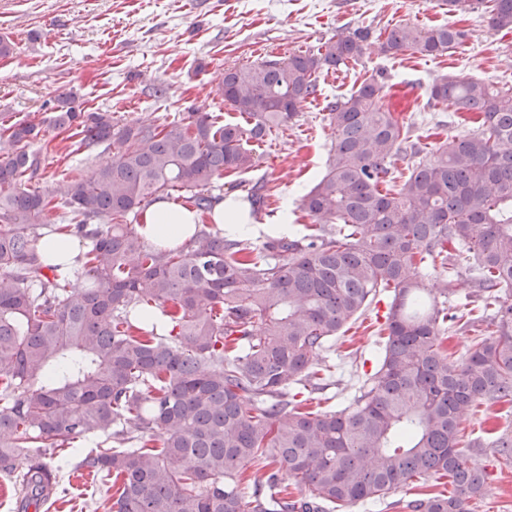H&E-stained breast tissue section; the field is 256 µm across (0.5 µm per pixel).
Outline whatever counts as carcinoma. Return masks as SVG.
I'll return each mask as SVG.
<instances>
[{
    "label": "carcinoma",
    "mask_w": 512,
    "mask_h": 512,
    "mask_svg": "<svg viewBox=\"0 0 512 512\" xmlns=\"http://www.w3.org/2000/svg\"><path fill=\"white\" fill-rule=\"evenodd\" d=\"M443 4L512 30V0ZM368 38L355 30L315 53L225 69L220 93L241 123L187 112L122 124L84 111L73 92L38 121L0 113V471L18 472L19 512H41L61 451L88 442L80 467L112 490L108 512H341L428 479L452 490L408 501L409 512H469L484 496L460 441L479 405L512 404L511 88L437 78L428 106L480 121L422 158L410 126L383 107V84L365 79L330 106L327 170L303 200L318 222L307 234L253 248L204 224L183 249L149 245L133 225L169 193L211 210L214 180L257 167L252 143L295 117L320 72L358 61ZM466 38L400 24L380 51L436 58ZM45 124L112 159L27 188ZM52 210L64 224H48ZM62 231L88 241L68 272L39 248ZM439 267L448 278L423 296V271ZM460 268L492 313L457 316L476 340L455 358L444 342ZM70 273L86 286L70 287ZM388 293L376 370L345 407L306 409L295 386L323 388L336 365L316 357ZM255 463L266 472L246 506L244 467ZM290 480L307 493L288 495Z\"/></svg>",
    "instance_id": "1"
}]
</instances>
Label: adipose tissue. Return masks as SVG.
I'll return each instance as SVG.
<instances>
[{"label":"adipose tissue","instance_id":"1","mask_svg":"<svg viewBox=\"0 0 512 512\" xmlns=\"http://www.w3.org/2000/svg\"><path fill=\"white\" fill-rule=\"evenodd\" d=\"M200 221L192 206L160 201L143 212L140 231L148 241L163 240L175 246L187 242Z\"/></svg>","mask_w":512,"mask_h":512}]
</instances>
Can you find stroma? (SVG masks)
<instances>
[{
    "label": "stroma",
    "mask_w": 512,
    "mask_h": 512,
    "mask_svg": "<svg viewBox=\"0 0 512 512\" xmlns=\"http://www.w3.org/2000/svg\"><path fill=\"white\" fill-rule=\"evenodd\" d=\"M429 28L451 25L469 33L466 45L432 59L410 52L382 55L375 39L397 24ZM369 29L374 39L358 63L319 75L318 92L299 104L288 126L268 136L258 167L230 172L220 183L239 181L262 187L267 199L252 245L273 227L272 213L288 210L290 223L305 232L311 218L304 195L326 170L332 131L328 108L360 82L376 77L384 85L382 103L403 113L421 144L467 132L476 116L451 108L430 109L428 91L441 74L512 88V31L493 28L486 14H449L442 0H0V35L14 51L0 57V113L17 119L42 115L58 95L74 91L86 108H107L128 122H150L181 112L238 116L218 92L226 68L267 56L314 52L336 34ZM46 180L72 166L84 173L110 160V152L84 154L76 138L47 131L35 144ZM377 306L345 328L336 344V383L309 395L310 406L328 408L350 399L356 366L376 367ZM464 425L472 436L491 441L512 436V408L481 405ZM467 460L487 472V492L470 512H512V458L487 447L468 451ZM67 494L47 503V512H106L103 487L85 470L66 469Z\"/></svg>",
    "instance_id": "obj_1"
}]
</instances>
